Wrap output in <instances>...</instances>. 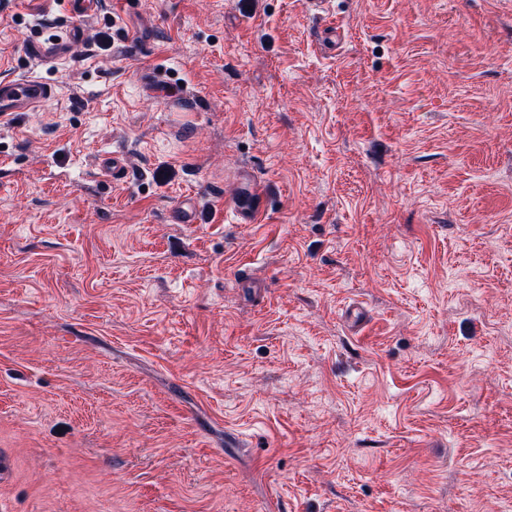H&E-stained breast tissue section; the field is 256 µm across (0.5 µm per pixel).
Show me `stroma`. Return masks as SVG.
<instances>
[{
  "label": "stroma",
  "mask_w": 512,
  "mask_h": 512,
  "mask_svg": "<svg viewBox=\"0 0 512 512\" xmlns=\"http://www.w3.org/2000/svg\"><path fill=\"white\" fill-rule=\"evenodd\" d=\"M31 73L1 506L512 512V0H0ZM266 189L253 185L250 192L234 201V210L248 224L256 223L260 217V203Z\"/></svg>",
  "instance_id": "obj_1"
}]
</instances>
